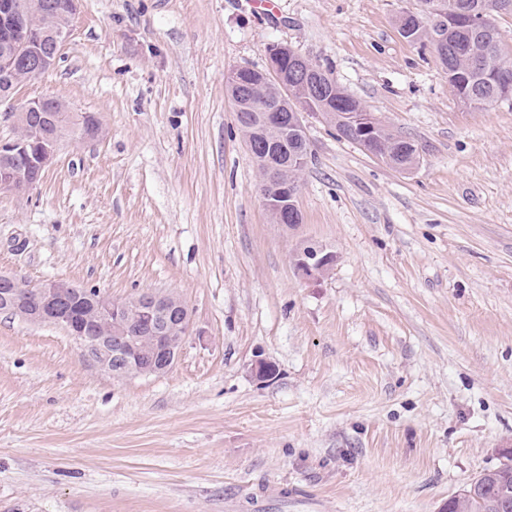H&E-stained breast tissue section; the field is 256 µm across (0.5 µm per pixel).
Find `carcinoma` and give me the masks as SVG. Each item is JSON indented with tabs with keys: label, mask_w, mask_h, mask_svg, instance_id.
Here are the masks:
<instances>
[{
	"label": "carcinoma",
	"mask_w": 512,
	"mask_h": 512,
	"mask_svg": "<svg viewBox=\"0 0 512 512\" xmlns=\"http://www.w3.org/2000/svg\"><path fill=\"white\" fill-rule=\"evenodd\" d=\"M439 26L446 37L436 42L429 38L434 26ZM403 38L410 42L430 46L435 52L446 77L448 85L459 99H469L478 107L492 106L504 99L497 86L498 73L511 70L512 64L503 57L502 42L497 28L484 31H472L463 28L448 27V16L436 23L423 22L418 14H412L402 20L399 28ZM279 71L283 80L293 90V97L282 95L280 85L257 73L248 74L238 86L227 84L230 95L245 102L255 99L262 103L284 100L288 111H293L294 102L306 101L308 111L330 114L329 124L346 140L353 142L366 151H377L399 164L413 166L417 160V149L413 143L400 137L386 124L378 123L363 138L358 124L348 117L352 112H363L365 107L349 96L331 78L318 77L320 67L298 62L291 57L281 59ZM243 136L250 137L254 144V160L261 178H266L267 141L275 142L273 153L280 165V178L283 183L299 181L307 167L304 162L306 146L300 137L281 138L274 131L253 133L251 125L238 121ZM512 472V454L506 462L499 465V472L487 475L481 480V492L473 496H454L448 500V512H498L496 502L502 499L512 501V479L499 480Z\"/></svg>",
	"instance_id": "1"
}]
</instances>
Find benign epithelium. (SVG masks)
Returning a JSON list of instances; mask_svg holds the SVG:
<instances>
[{"instance_id": "benign-epithelium-1", "label": "benign epithelium", "mask_w": 512, "mask_h": 512, "mask_svg": "<svg viewBox=\"0 0 512 512\" xmlns=\"http://www.w3.org/2000/svg\"><path fill=\"white\" fill-rule=\"evenodd\" d=\"M80 0H67L63 13L47 18L46 26L34 28L26 18L31 0H0V28L8 34L0 43V106L17 127L29 128L24 139L14 137L0 140V188L16 194H25L41 179L52 164L64 135L47 134L45 127L57 125L59 113L71 111L60 98L41 95L24 100L19 106L13 102L20 87L19 69L31 68L37 75L49 71L71 34L72 22ZM456 23L478 28L490 26L489 11L456 12ZM280 53L299 54L286 45L269 55V65L263 70L267 78L278 79L277 58ZM282 105L270 103L258 109L254 116L262 129H274L281 136L306 135V118L326 120L323 112H307L303 106L286 116ZM38 123L30 125L33 117ZM104 132L101 118L89 114L83 126V137L96 139ZM264 202L273 207L271 195L277 194L290 201L285 212L291 224H301L296 205L299 189L276 184L272 177L262 189ZM334 262V254L326 248L310 244L297 254L293 264L302 268L306 277L313 279ZM0 311L8 312L32 324H53L64 327L80 345L83 355L92 364L114 378L134 376H162L178 359L190 331V317L186 303L173 293L146 292L124 301H115L99 290L85 289L62 280H49L37 286L31 300L22 292V281L14 275L0 274ZM153 337L149 349L140 347L143 333Z\"/></svg>"}]
</instances>
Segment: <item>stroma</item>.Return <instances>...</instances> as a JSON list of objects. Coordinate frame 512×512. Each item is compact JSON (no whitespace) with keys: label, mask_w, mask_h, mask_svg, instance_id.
I'll return each instance as SVG.
<instances>
[{"label":"stroma","mask_w":512,"mask_h":512,"mask_svg":"<svg viewBox=\"0 0 512 512\" xmlns=\"http://www.w3.org/2000/svg\"><path fill=\"white\" fill-rule=\"evenodd\" d=\"M81 0L21 97L99 114L26 195L0 272L179 295L190 334L122 380L0 312V512H448L512 448V98L464 104L398 19L419 0ZM285 44L419 160L307 119L302 222L271 223L225 86ZM336 254L316 280L292 255ZM277 368L259 382L256 359Z\"/></svg>","instance_id":"1"}]
</instances>
